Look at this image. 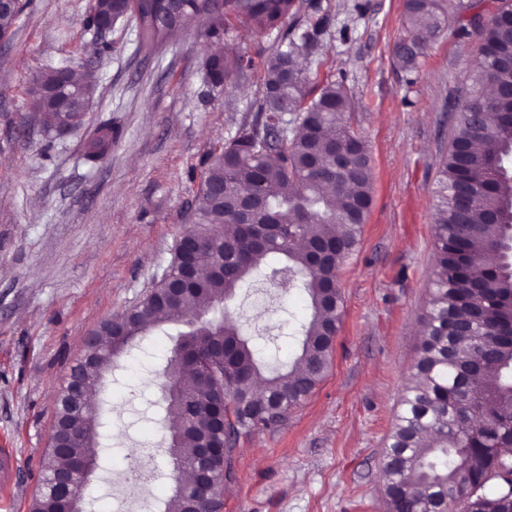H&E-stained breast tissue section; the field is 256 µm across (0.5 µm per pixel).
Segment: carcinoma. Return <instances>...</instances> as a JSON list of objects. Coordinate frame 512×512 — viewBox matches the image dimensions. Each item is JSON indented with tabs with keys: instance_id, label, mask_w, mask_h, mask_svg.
<instances>
[{
	"instance_id": "1",
	"label": "carcinoma",
	"mask_w": 512,
	"mask_h": 512,
	"mask_svg": "<svg viewBox=\"0 0 512 512\" xmlns=\"http://www.w3.org/2000/svg\"><path fill=\"white\" fill-rule=\"evenodd\" d=\"M448 8V0H406L411 36L396 47L406 71L417 69ZM302 11L301 35L283 38L258 65L242 51L212 54L204 75L211 88L255 75L263 91L253 121L206 160L188 215L194 247L171 260L186 291L172 300L159 280L136 305L102 321L97 341L70 368L83 386L100 389L114 359L151 328L186 326L162 369L166 452L179 473L164 512H222L233 475L227 430L239 437L280 428L323 381L341 317L340 268L356 251L372 205L371 157L348 121L344 84L332 81L315 93L299 62L320 54L331 26L319 0H93L85 19L105 34L131 17L139 46L152 50L197 18L205 20L203 35L219 44L237 21L264 32ZM19 14L18 5L0 10V36ZM457 33L478 37L480 60L440 170L432 288L383 456L387 512H435L450 495L465 499L466 512H512V451H504L512 446V100L483 95L488 85L512 86V0H500L487 18L474 14ZM95 93L71 68L50 66L33 78L31 107L49 136L61 122L80 125L87 112L81 99ZM98 130L106 136L90 137L84 151L94 164L121 134L110 119ZM260 269L271 280L289 272L311 314L297 329L293 363L274 369L257 390L261 362L237 319L200 314ZM473 405L484 411L480 424L469 417ZM102 417L98 401L61 385L31 512H81L82 492L99 467ZM203 445L212 449L205 462L195 456ZM200 467L217 474L204 490L195 479ZM64 468L76 474L72 487L55 483Z\"/></svg>"
}]
</instances>
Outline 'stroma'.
I'll return each mask as SVG.
<instances>
[{
    "instance_id": "1",
    "label": "stroma",
    "mask_w": 512,
    "mask_h": 512,
    "mask_svg": "<svg viewBox=\"0 0 512 512\" xmlns=\"http://www.w3.org/2000/svg\"><path fill=\"white\" fill-rule=\"evenodd\" d=\"M92 0H25L0 37V448L13 449L16 485L0 512H29L50 445L54 395L89 329L136 304L169 266L188 228L202 163L253 119L257 80L217 92L203 82L211 47L192 26L150 54L136 50L133 21L100 38L84 18ZM405 0H321L334 33L313 86L343 82L349 121L369 147L373 203L357 251L340 270L343 307L323 381L273 432L239 437L224 512H385L381 466L402 390L416 359L435 263L439 166L456 102L471 84L480 43L456 33L497 0H455L447 24L415 72L396 47L406 39ZM301 24L260 33L237 24L226 47L263 60ZM69 59L92 72L97 91L80 127L47 140L28 89L48 65ZM122 133L95 166L84 144L104 121ZM266 362L291 364L306 294L254 276L225 303ZM178 326L167 325L122 354L104 379L106 461L83 512L163 506L172 482L131 483V458L165 465L156 375Z\"/></svg>"
}]
</instances>
